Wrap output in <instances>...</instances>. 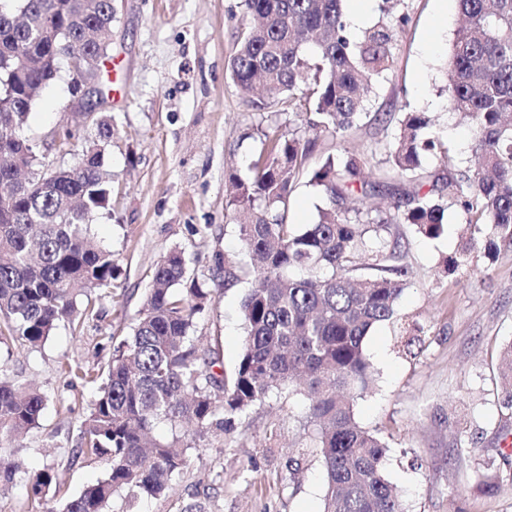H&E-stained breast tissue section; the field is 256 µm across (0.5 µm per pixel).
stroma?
I'll return each mask as SVG.
<instances>
[{"label":"stroma","mask_w":512,"mask_h":512,"mask_svg":"<svg viewBox=\"0 0 512 512\" xmlns=\"http://www.w3.org/2000/svg\"><path fill=\"white\" fill-rule=\"evenodd\" d=\"M401 11L408 22L393 67L371 101L372 111L391 113V120L337 138L319 135L316 147L367 160L374 180L389 174L397 119L411 110L432 113L459 166L471 159V127L448 110L442 68L460 22L458 0H405ZM249 22L242 0H112L109 58L98 80L104 95L96 105L112 115L105 155L112 208L94 216L91 234L112 251L120 275L111 293H96L100 315L80 329L59 325L33 349L0 344V367L48 399L39 427L15 443L23 470L0 490V512H27L25 486L44 468H53L58 485L44 512H60L66 498L109 470L105 460L73 456L96 392L60 365L97 370L109 362L113 337L131 333L154 266L170 250L184 249L190 272L199 275L215 253L237 255L229 178L249 177L259 129L302 125L295 114L269 107L264 91L246 96L232 82L229 59ZM67 80L60 71L23 129L40 171L77 160L56 147L61 127L76 129L82 144L96 137ZM465 228V215L453 207L438 239L394 227L407 283L396 318L365 341L373 382L357 397L355 417L387 441L384 473L405 512H512V470L501 460L512 441V410L499 403L500 355L512 343V247L492 260L474 250L468 273L446 275L443 260ZM251 280L247 274L213 288L196 320L195 336L219 344L228 371L242 352L241 302ZM416 325L425 343L406 348ZM304 404L302 394L284 393L254 407L233 431L198 439L167 494L138 502V512H181L189 504L199 512H322L325 474L303 425Z\"/></svg>","instance_id":"1"}]
</instances>
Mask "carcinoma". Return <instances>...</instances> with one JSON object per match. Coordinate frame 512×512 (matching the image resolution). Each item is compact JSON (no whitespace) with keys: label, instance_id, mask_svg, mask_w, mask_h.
Returning a JSON list of instances; mask_svg holds the SVG:
<instances>
[{"label":"carcinoma","instance_id":"1","mask_svg":"<svg viewBox=\"0 0 512 512\" xmlns=\"http://www.w3.org/2000/svg\"><path fill=\"white\" fill-rule=\"evenodd\" d=\"M0 0V344L36 347L62 321L98 316L92 288L112 290V251L91 244L93 215L112 209V175L104 168L112 117H89L98 136L71 168L20 182L36 161L20 136L30 111L74 52L108 58L110 0ZM463 24L445 61L448 110L473 125L474 162L456 167L448 143L432 134L431 117L404 112L390 150L392 176L367 179L357 158L327 153L314 169L316 139L294 131H261L251 175L231 177L234 223L241 245L234 260L218 252L212 281L227 286L236 270L253 273L241 303L245 336L230 374L214 372L216 348L193 336L207 292L188 276L184 252L155 267L133 333L112 337L105 381L81 425L75 457H107L108 475L67 499L64 512H104L115 494L132 512L143 498L166 493L187 466L184 438L234 429L247 414L297 382L304 388L305 426L313 428L326 477L323 512H404L382 469L387 444L355 419L354 401L372 381L364 341L396 315L409 271L398 263L391 227L406 225L429 239L446 230L448 207L466 216L469 237L443 260L449 276L466 270L478 240L487 254L512 245V0H459ZM252 19L242 28L229 69L244 94L262 82L271 104L305 109L313 131L343 134L363 121L374 83L392 68L404 13L380 18L354 37L343 0H243ZM51 28L59 35L43 38ZM438 157L446 176L421 193L422 164ZM308 175L325 201L319 219L288 223L290 195ZM392 199L381 215L363 206L369 194ZM375 274L355 277L359 268ZM184 294L175 288L185 282ZM60 370L83 383L99 374ZM502 405L512 410V343L502 351ZM44 394L14 383L0 369V441L39 426ZM167 423L181 432L155 436ZM19 460L0 448V486L14 482ZM52 468L27 484L28 512H42Z\"/></svg>","mask_w":512,"mask_h":512}]
</instances>
